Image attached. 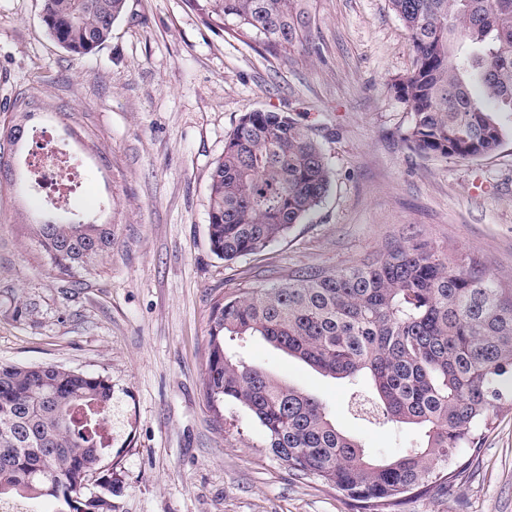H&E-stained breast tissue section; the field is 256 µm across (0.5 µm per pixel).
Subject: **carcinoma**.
I'll use <instances>...</instances> for the list:
<instances>
[{"label":"carcinoma","instance_id":"carcinoma-1","mask_svg":"<svg viewBox=\"0 0 512 512\" xmlns=\"http://www.w3.org/2000/svg\"><path fill=\"white\" fill-rule=\"evenodd\" d=\"M204 21L270 52L314 41L312 0H188ZM414 54L390 90L410 110L402 133L420 157L476 160L500 149L512 113V0H389ZM126 0H45L43 22L67 52L103 45ZM328 160L308 128L282 112L242 116L211 174L208 237L225 261L263 251L325 200ZM60 278L91 275L112 251L110 224H31ZM262 337L324 376H370L385 423L423 430L387 459L367 456L313 395L249 365L227 341ZM209 403L246 411L294 474L330 486L359 512H399L411 496L446 491L512 402V287L479 259L425 242L392 245L341 269L218 299L207 342ZM112 380L59 365L0 364V497L54 498L62 512H112L105 492H77L101 469Z\"/></svg>","mask_w":512,"mask_h":512}]
</instances>
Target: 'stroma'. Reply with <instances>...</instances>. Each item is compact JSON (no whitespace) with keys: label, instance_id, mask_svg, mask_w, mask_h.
Segmentation results:
<instances>
[{"label":"stroma","instance_id":"35a3bbf8","mask_svg":"<svg viewBox=\"0 0 512 512\" xmlns=\"http://www.w3.org/2000/svg\"><path fill=\"white\" fill-rule=\"evenodd\" d=\"M44 0H0V125L18 100L36 117L16 154L64 149L78 186L55 216L112 225V253L87 283L57 278L29 221L23 183L0 180V363L57 364L112 380V512H355L336 489L288 471L261 427L204 395L215 298L305 267L341 268L422 240L512 281V139L477 160L404 149L406 104L390 91L413 54L388 0H314L315 47L283 58L207 25L187 0H127L111 38L71 56ZM287 112L320 143L326 200L264 251L227 262L208 239L209 175L251 111ZM249 363L326 404L367 455L415 445L416 426L353 410L364 382L324 377L262 339ZM400 512H512V405L451 492Z\"/></svg>","mask_w":512,"mask_h":512}]
</instances>
